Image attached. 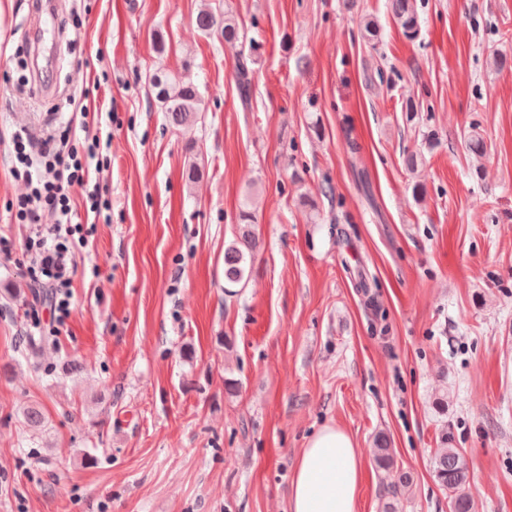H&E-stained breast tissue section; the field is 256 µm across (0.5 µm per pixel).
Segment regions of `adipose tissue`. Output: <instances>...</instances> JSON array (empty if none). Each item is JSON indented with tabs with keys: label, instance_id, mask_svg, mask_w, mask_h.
Here are the masks:
<instances>
[{
	"label": "adipose tissue",
	"instance_id": "ef3b65f1",
	"mask_svg": "<svg viewBox=\"0 0 512 512\" xmlns=\"http://www.w3.org/2000/svg\"><path fill=\"white\" fill-rule=\"evenodd\" d=\"M362 473V455L349 434L324 426L299 456L288 512H357Z\"/></svg>",
	"mask_w": 512,
	"mask_h": 512
}]
</instances>
